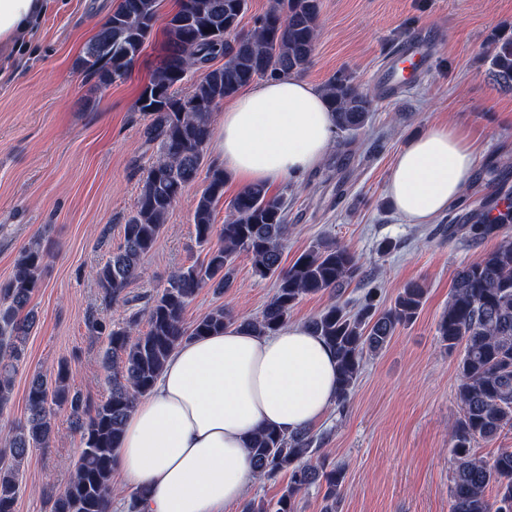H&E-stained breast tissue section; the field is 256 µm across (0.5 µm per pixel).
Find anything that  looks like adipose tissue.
Masks as SVG:
<instances>
[{
	"label": "adipose tissue",
	"instance_id": "ef3b65f1",
	"mask_svg": "<svg viewBox=\"0 0 512 512\" xmlns=\"http://www.w3.org/2000/svg\"><path fill=\"white\" fill-rule=\"evenodd\" d=\"M42 10V0H0V47ZM335 135L321 92L288 75L225 108L214 151L245 185L273 186L317 167ZM476 162L457 129L435 125L399 152L386 190L407 223L430 224L459 200ZM336 387L335 352L299 323L269 335L232 324L182 343L124 423L116 451L124 484L140 492L141 512H229L256 474L252 434L312 427Z\"/></svg>",
	"mask_w": 512,
	"mask_h": 512
}]
</instances>
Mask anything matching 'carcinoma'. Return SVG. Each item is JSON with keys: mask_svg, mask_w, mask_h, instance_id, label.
I'll use <instances>...</instances> for the list:
<instances>
[{"mask_svg": "<svg viewBox=\"0 0 512 512\" xmlns=\"http://www.w3.org/2000/svg\"><path fill=\"white\" fill-rule=\"evenodd\" d=\"M159 0H119L108 19L76 61L84 74L108 87L125 80L155 27ZM247 0H180L165 24L166 51L142 89L139 111L151 117L147 141L157 155L143 180L134 209L123 224V241L95 270L101 313L88 319L89 330L107 340L102 362L112 382L101 399L91 401L72 390L67 363L52 374L32 376L26 394V417L12 423L0 447V512H15L21 467L34 448H48L56 438L54 417L69 412L82 452L68 482L49 497V512H110L112 469L125 417L138 399L150 393L175 347L187 340L224 330L230 323L266 335L288 324L291 310L307 295L339 292L361 276L362 268L347 246L330 237L319 239L289 266L283 265L288 237L284 196L263 185L241 190L225 209L224 224H215L224 200V168L207 162L217 104L263 77L305 71L317 37L320 0H269L251 30L239 26ZM224 63L212 66L217 58ZM489 64L495 76L512 85V36L494 39ZM193 78L189 93L176 88ZM322 93L334 113L336 129L356 133L368 123L373 99L345 74L330 78ZM201 184L193 211L195 244L202 261L173 272L146 296L143 312L114 325L112 305L130 302V286L145 276L144 259L166 229L170 210L184 190ZM512 224V205L489 201L462 224L448 228L472 238L499 234ZM218 244H213V239ZM50 241L36 237L24 245L12 275L0 281V415L11 401L14 375L25 360L27 337L36 323L30 308L41 287ZM245 253L253 270L274 283V294L259 316L241 321L222 306L184 323V312L202 288L221 294L231 286L235 261ZM425 289L410 283L394 304L380 310L376 289L368 291L359 310L328 305L309 323L311 331L336 351L338 398L354 386L364 354L382 350L400 326L413 322L425 301ZM148 328L138 329L139 315ZM437 332L454 351L464 346L458 363V398L462 414L452 429L453 486L450 512H512V449L502 448L490 460L476 456L475 445L512 430V235L458 272L448 309ZM317 438L309 430L290 435L264 429L249 440L256 476L288 475L274 504L249 499L240 512H297L300 496L311 486L324 489V512H336L344 469L313 466L308 457Z\"/></svg>", "mask_w": 512, "mask_h": 512, "instance_id": "cac0c4a2", "label": "carcinoma"}]
</instances>
